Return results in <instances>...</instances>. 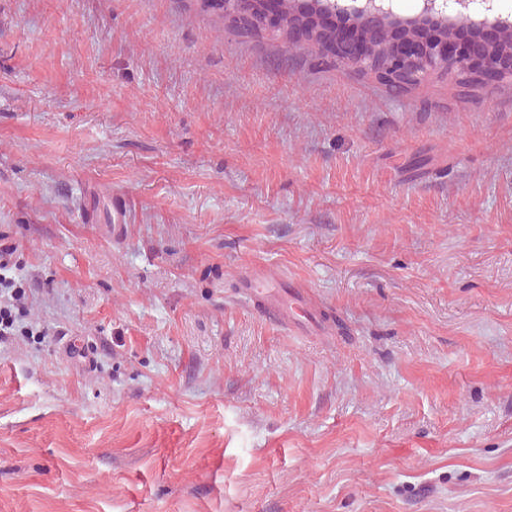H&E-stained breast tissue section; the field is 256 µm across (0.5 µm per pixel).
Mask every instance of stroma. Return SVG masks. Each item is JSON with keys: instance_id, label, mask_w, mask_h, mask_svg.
<instances>
[{"instance_id": "1", "label": "stroma", "mask_w": 512, "mask_h": 512, "mask_svg": "<svg viewBox=\"0 0 512 512\" xmlns=\"http://www.w3.org/2000/svg\"><path fill=\"white\" fill-rule=\"evenodd\" d=\"M0 246V512H512V82L0 0Z\"/></svg>"}]
</instances>
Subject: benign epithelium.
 I'll list each match as a JSON object with an SVG mask.
<instances>
[{
	"label": "benign epithelium",
	"mask_w": 512,
	"mask_h": 512,
	"mask_svg": "<svg viewBox=\"0 0 512 512\" xmlns=\"http://www.w3.org/2000/svg\"><path fill=\"white\" fill-rule=\"evenodd\" d=\"M417 19L422 21L415 32L403 38L393 39L390 45L392 61L389 74L382 77L390 80L401 79L416 82L433 71L455 72L464 77H474L480 82L487 80H512V56L498 57L487 53L475 42H456L446 36H439L431 24L440 19L464 17L477 26L482 39L493 41L498 36L496 23L490 16L498 12L497 0H421ZM362 13L375 21L397 19L394 0H354L344 4L336 0L332 13L336 20H346L351 13ZM343 66L367 71L372 66L370 50L362 49L352 58L339 56Z\"/></svg>",
	"instance_id": "benign-epithelium-1"
}]
</instances>
